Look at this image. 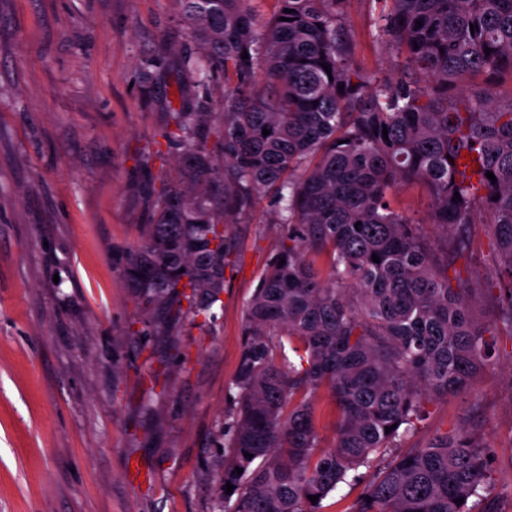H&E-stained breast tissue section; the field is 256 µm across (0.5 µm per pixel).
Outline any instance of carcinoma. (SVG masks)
<instances>
[{
    "instance_id": "1",
    "label": "carcinoma",
    "mask_w": 512,
    "mask_h": 512,
    "mask_svg": "<svg viewBox=\"0 0 512 512\" xmlns=\"http://www.w3.org/2000/svg\"><path fill=\"white\" fill-rule=\"evenodd\" d=\"M181 2L197 43L183 56L172 113L182 181L117 266L177 324L220 301L230 254L221 225L272 192L288 239L245 309L238 397L224 422L221 481L234 489L213 512H321L365 473L354 512H475L490 449L472 434L394 448L418 430L431 397L468 388L496 356L499 331L512 334V96L458 84L512 77V0H375L373 37L404 59L395 81L357 67L342 0H275L263 25L252 0ZM220 79L234 86L214 112ZM466 152L478 154L471 177L459 170ZM410 184L429 190L426 223L449 231L446 259L463 249V226L479 216L493 225L497 326L476 324L420 221L394 206ZM323 387L337 411L330 447L307 399Z\"/></svg>"
}]
</instances>
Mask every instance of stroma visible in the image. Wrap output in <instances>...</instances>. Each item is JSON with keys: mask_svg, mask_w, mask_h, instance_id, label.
Segmentation results:
<instances>
[{"mask_svg": "<svg viewBox=\"0 0 512 512\" xmlns=\"http://www.w3.org/2000/svg\"><path fill=\"white\" fill-rule=\"evenodd\" d=\"M355 61L397 78L368 0ZM191 42L180 0H0V512H212L246 305L283 244L274 198L229 225L214 319L171 324L117 271L177 176L166 95ZM440 271L498 318L492 227ZM493 451L481 512H512V337L466 393L428 405Z\"/></svg>", "mask_w": 512, "mask_h": 512, "instance_id": "obj_1", "label": "stroma"}]
</instances>
